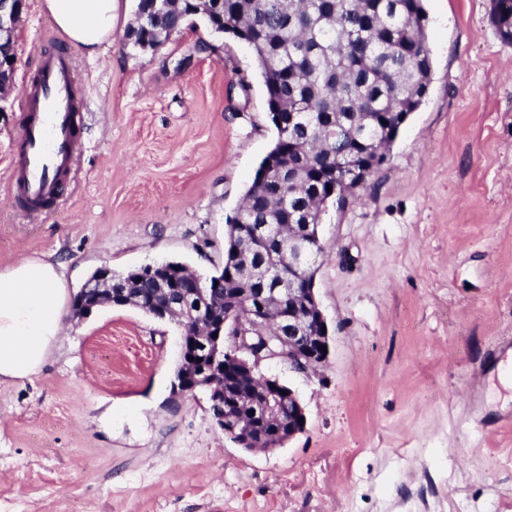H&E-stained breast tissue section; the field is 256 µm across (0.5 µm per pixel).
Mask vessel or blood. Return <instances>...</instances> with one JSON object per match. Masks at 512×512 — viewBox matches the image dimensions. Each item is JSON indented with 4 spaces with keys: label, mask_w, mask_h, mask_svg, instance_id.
<instances>
[{
    "label": "vessel or blood",
    "mask_w": 512,
    "mask_h": 512,
    "mask_svg": "<svg viewBox=\"0 0 512 512\" xmlns=\"http://www.w3.org/2000/svg\"><path fill=\"white\" fill-rule=\"evenodd\" d=\"M21 107V154L11 165L9 188L26 213L62 200L75 178L86 106L67 53L41 59L36 78L23 85Z\"/></svg>",
    "instance_id": "vessel-or-blood-1"
}]
</instances>
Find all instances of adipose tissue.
Wrapping results in <instances>:
<instances>
[{"mask_svg": "<svg viewBox=\"0 0 512 512\" xmlns=\"http://www.w3.org/2000/svg\"><path fill=\"white\" fill-rule=\"evenodd\" d=\"M118 0H43L71 43L93 56L111 41ZM68 291L61 264L23 257L0 266V379L38 374L58 343Z\"/></svg>", "mask_w": 512, "mask_h": 512, "instance_id": "1", "label": "adipose tissue"}]
</instances>
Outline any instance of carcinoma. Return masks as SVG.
I'll return each instance as SVG.
<instances>
[{
	"label": "carcinoma",
	"instance_id": "carcinoma-1",
	"mask_svg": "<svg viewBox=\"0 0 512 512\" xmlns=\"http://www.w3.org/2000/svg\"><path fill=\"white\" fill-rule=\"evenodd\" d=\"M196 0H166L154 25L126 30L134 48L160 44L196 15ZM212 30L228 29L248 43L266 89L271 112H294L299 122L277 132L236 213L227 218L224 266L210 276L209 305L194 303L170 311L172 319L212 317L224 335V308L249 313L257 289L280 287L279 276L264 277L259 267L279 263L288 275L293 256L288 225L309 224L307 246L324 251L316 237L327 197L344 208L356 199L351 173L373 153L387 155L391 135L422 105L431 83L433 61L423 0H224L221 18L205 17ZM490 20L501 38L512 42V0H491ZM156 280L130 277L124 305L170 307L174 289L158 291ZM224 390L240 396L241 410L261 408L265 392L236 379ZM294 424L293 406L281 397L276 426ZM256 447L275 443L273 425L257 422Z\"/></svg>",
	"mask_w": 512,
	"mask_h": 512
}]
</instances>
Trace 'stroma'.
I'll return each instance as SVG.
<instances>
[{"label":"stroma","mask_w":512,"mask_h":512,"mask_svg":"<svg viewBox=\"0 0 512 512\" xmlns=\"http://www.w3.org/2000/svg\"><path fill=\"white\" fill-rule=\"evenodd\" d=\"M40 3L24 0L0 93V265L62 262L73 295L104 265L215 274L277 136L250 47L197 18L157 49L127 46L138 0H118L90 57ZM490 4L424 0L428 94L357 200L326 207L329 361L310 377L260 365L305 430L269 452L232 442L205 392L173 389L179 326L105 305L66 318L31 380L0 381V512H512V43ZM61 49L88 103L78 179L23 218L7 192L20 93Z\"/></svg>","instance_id":"stroma-1"}]
</instances>
